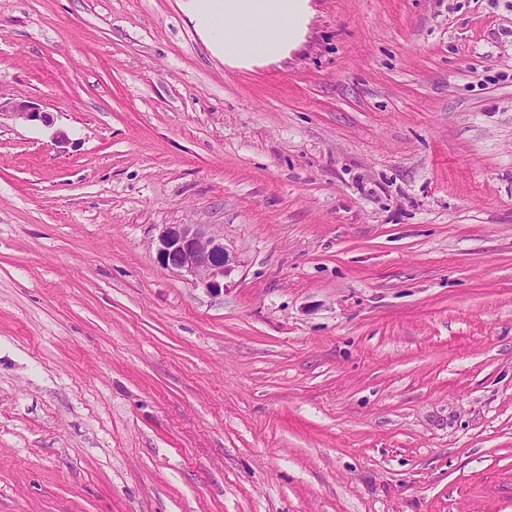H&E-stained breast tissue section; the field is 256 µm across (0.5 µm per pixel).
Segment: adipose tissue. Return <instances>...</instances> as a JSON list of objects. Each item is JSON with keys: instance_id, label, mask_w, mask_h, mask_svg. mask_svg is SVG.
I'll return each instance as SVG.
<instances>
[{"instance_id": "1", "label": "adipose tissue", "mask_w": 512, "mask_h": 512, "mask_svg": "<svg viewBox=\"0 0 512 512\" xmlns=\"http://www.w3.org/2000/svg\"><path fill=\"white\" fill-rule=\"evenodd\" d=\"M309 0H195L193 19L225 64L279 61L305 29Z\"/></svg>"}]
</instances>
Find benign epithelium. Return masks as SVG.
I'll list each match as a JSON object with an SVG mask.
<instances>
[{"instance_id":"obj_1","label":"benign epithelium","mask_w":512,"mask_h":512,"mask_svg":"<svg viewBox=\"0 0 512 512\" xmlns=\"http://www.w3.org/2000/svg\"><path fill=\"white\" fill-rule=\"evenodd\" d=\"M8 115L22 123L52 125L49 113L25 99L0 97V116ZM156 260L161 268L209 292L224 288L230 256L224 241L210 235L203 224H165L156 238Z\"/></svg>"}]
</instances>
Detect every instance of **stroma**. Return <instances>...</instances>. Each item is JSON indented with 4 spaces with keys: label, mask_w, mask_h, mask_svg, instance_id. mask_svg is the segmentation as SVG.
Listing matches in <instances>:
<instances>
[{
    "label": "stroma",
    "mask_w": 512,
    "mask_h": 512,
    "mask_svg": "<svg viewBox=\"0 0 512 512\" xmlns=\"http://www.w3.org/2000/svg\"><path fill=\"white\" fill-rule=\"evenodd\" d=\"M310 6L0 0V512H512V0ZM193 20L225 64L277 62L305 30L309 0H192ZM1 115H9L15 121L22 123L41 122L45 126H51L53 121L48 112L41 111L28 100L3 99L0 96V117ZM156 260L164 270L216 293L230 270L223 239L208 234L203 224H164L156 238Z\"/></svg>",
    "instance_id": "stroma-1"
}]
</instances>
